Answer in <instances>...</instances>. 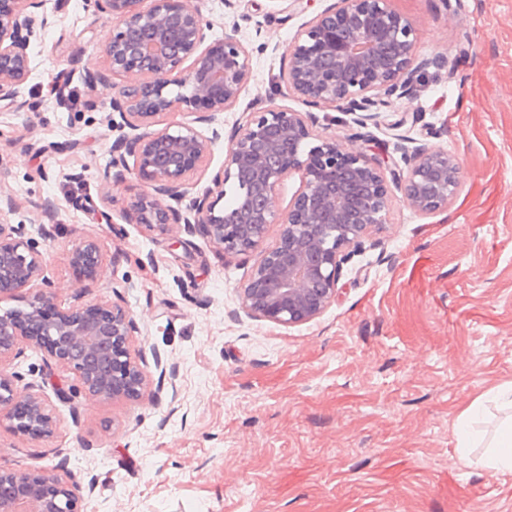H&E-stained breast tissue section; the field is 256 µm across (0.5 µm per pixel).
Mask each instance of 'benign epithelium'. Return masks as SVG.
<instances>
[{
    "mask_svg": "<svg viewBox=\"0 0 512 512\" xmlns=\"http://www.w3.org/2000/svg\"><path fill=\"white\" fill-rule=\"evenodd\" d=\"M149 5H144V2ZM44 0H0V104L22 110L21 89L35 65L31 40L54 25L39 12ZM112 21L105 46L107 72L87 71L90 86L114 79L107 123L127 127L112 144V157L100 172L122 168L147 191L130 205L128 219L148 230L182 224L199 231L226 255L259 248L270 227L276 241L263 251L244 287L237 312L282 326L319 318L336 297L343 265L360 249L371 229L386 223L393 193L418 212L448 207L461 186L458 159L446 150L397 135L405 167L383 157L376 162L348 150L333 135L304 150L317 115L312 109H338L360 127L381 125L393 100L413 94L418 75L437 64L417 53L414 22L391 0H335L306 22L288 48L282 74L287 94L305 112L256 107L228 134L224 166L213 176L215 189L183 204L190 177L210 160L224 131L212 127L217 115L237 103L247 83L249 53L238 25L208 42L210 25L197 0H86ZM181 110L211 126L205 134L190 123L157 128ZM300 186L285 212L273 198L293 174ZM236 190L223 204L224 186ZM21 224H0V428L49 439L56 420L39 386L16 390L13 362L24 350L60 364L81 382L86 397L107 401L155 398L164 375L153 380L130 352L135 320L129 308L110 299L83 301L99 280L103 257L95 239L80 242L69 265L80 284L73 302L61 306L42 288L44 254L25 240ZM75 480L47 468L0 467V512H87V494Z\"/></svg>",
    "mask_w": 512,
    "mask_h": 512,
    "instance_id": "1",
    "label": "benign epithelium"
}]
</instances>
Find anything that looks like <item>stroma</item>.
<instances>
[{
  "label": "stroma",
  "instance_id": "obj_1",
  "mask_svg": "<svg viewBox=\"0 0 512 512\" xmlns=\"http://www.w3.org/2000/svg\"><path fill=\"white\" fill-rule=\"evenodd\" d=\"M313 0H202L224 35L231 15L251 52L250 76L225 126L253 103L301 109L279 75L302 24L330 5ZM417 27L421 56L440 57L379 127L319 112L334 134L373 161L402 132L458 157L462 186L447 209L419 213L393 199L387 221L345 265L336 299L316 320L284 327L229 318L260 251L224 255L173 225L129 223L134 177L106 187L97 172L118 131L104 121L112 24L85 0H45L57 24L30 47L36 68L22 111L0 108V183L16 196L5 224H31L51 206L41 243L59 302L75 287L68 253L99 240L93 297L122 299L140 331L130 346L149 375L174 367L177 397L95 401L72 373L26 352L16 369L43 383L58 425L49 439L0 431V464L66 465L95 480L87 512H512V472L460 458L459 416L512 382V0H392ZM437 136L427 137L428 128ZM73 388L61 400L58 387Z\"/></svg>",
  "mask_w": 512,
  "mask_h": 512
}]
</instances>
